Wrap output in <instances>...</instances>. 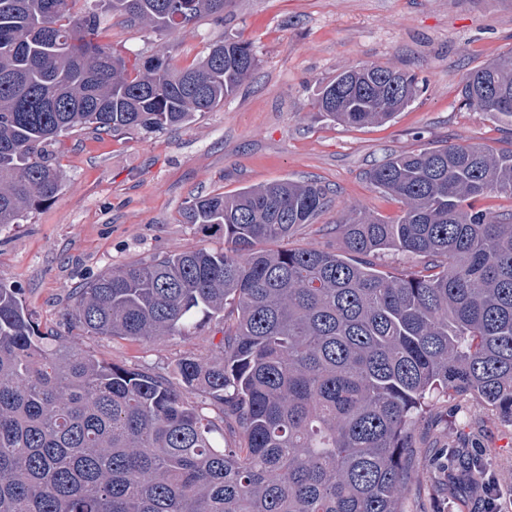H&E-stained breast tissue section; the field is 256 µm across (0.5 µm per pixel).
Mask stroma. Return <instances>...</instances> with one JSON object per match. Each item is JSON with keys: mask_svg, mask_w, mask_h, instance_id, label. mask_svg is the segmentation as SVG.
I'll return each mask as SVG.
<instances>
[{"mask_svg": "<svg viewBox=\"0 0 512 512\" xmlns=\"http://www.w3.org/2000/svg\"><path fill=\"white\" fill-rule=\"evenodd\" d=\"M227 35L248 40L260 65L223 107L149 134L62 135L61 194L23 224L0 228V274L22 288L41 329H60L75 288L108 266L222 247L220 235L181 223L179 212L194 197L284 178L318 181L331 203L314 223L298 226L288 244L340 252L334 226L349 209L389 221L401 213V203L366 177L377 161L472 142L512 147V130L459 98L469 70L512 51V0H229L223 21L204 16L175 35L115 17L107 40L128 61L165 56L183 68ZM371 63L415 74L414 103L381 125L321 118L315 100L322 85ZM78 342L99 359L171 380L181 358L213 353L217 338L205 329L156 341L83 335ZM415 445L420 461L404 512H481L462 475L460 448L512 492V421L474 396L435 402Z\"/></svg>", "mask_w": 512, "mask_h": 512, "instance_id": "stroma-1", "label": "stroma"}]
</instances>
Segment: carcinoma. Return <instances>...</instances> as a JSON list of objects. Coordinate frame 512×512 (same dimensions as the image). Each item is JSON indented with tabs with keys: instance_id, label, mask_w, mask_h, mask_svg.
Segmentation results:
<instances>
[{
	"instance_id": "carcinoma-1",
	"label": "carcinoma",
	"mask_w": 512,
	"mask_h": 512,
	"mask_svg": "<svg viewBox=\"0 0 512 512\" xmlns=\"http://www.w3.org/2000/svg\"><path fill=\"white\" fill-rule=\"evenodd\" d=\"M75 2L0 0V227L58 196L63 133L179 126L259 67L239 36L187 68L152 57L133 74L104 42L114 16L175 32L223 17L226 0H95L78 18ZM418 92L414 75L364 64L325 84L316 107L381 124ZM460 99L512 125V53L471 69ZM368 178L402 215L350 209L340 253L287 247L328 206L316 181L194 198L182 223L224 234V247L100 272L77 288L65 336L41 331L0 275V512H403L433 396L474 395L512 421V212L475 206L512 198V149L423 148ZM385 251L423 266L381 271L371 257ZM212 325L217 352L181 359L177 386L71 338Z\"/></svg>"
}]
</instances>
